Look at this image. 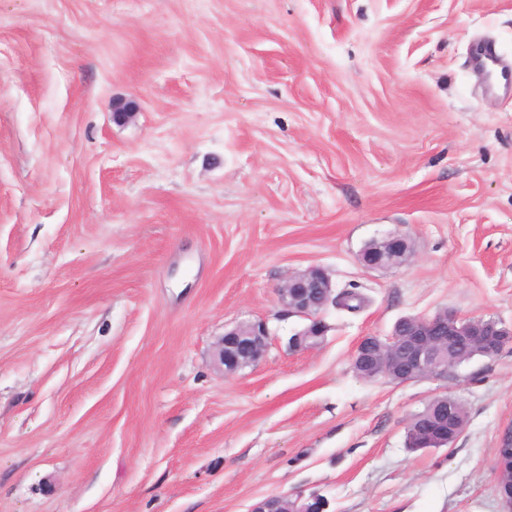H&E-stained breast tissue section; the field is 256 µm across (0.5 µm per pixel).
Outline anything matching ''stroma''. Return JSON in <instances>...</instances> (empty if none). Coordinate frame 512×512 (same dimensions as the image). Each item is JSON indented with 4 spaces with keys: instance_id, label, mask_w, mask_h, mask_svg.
<instances>
[{
    "instance_id": "1",
    "label": "stroma",
    "mask_w": 512,
    "mask_h": 512,
    "mask_svg": "<svg viewBox=\"0 0 512 512\" xmlns=\"http://www.w3.org/2000/svg\"><path fill=\"white\" fill-rule=\"evenodd\" d=\"M480 41L512 61V0H0V512H507L512 347L352 367L405 316L512 325V90ZM392 232L410 260L366 270ZM312 266L369 304L296 352L277 288ZM254 320L265 358L224 375ZM443 393L465 430L408 448ZM475 62L482 69L487 68L489 63L499 69L500 79L496 83H489V91L494 92L501 88L507 90L512 84V65L505 64L491 47L480 48L475 54ZM270 330L266 322L247 321L224 331L214 346L215 362L224 375L259 364L269 347ZM493 468L499 478V487L509 510L512 509V430H507L503 443L497 448ZM326 510L320 507L313 494L305 496L303 493L292 496H268L253 504L250 512H315Z\"/></svg>"
}]
</instances>
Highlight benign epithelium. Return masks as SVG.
Returning <instances> with one entry per match:
<instances>
[{
    "label": "benign epithelium",
    "instance_id": "1",
    "mask_svg": "<svg viewBox=\"0 0 512 512\" xmlns=\"http://www.w3.org/2000/svg\"><path fill=\"white\" fill-rule=\"evenodd\" d=\"M136 109L133 100L112 105L114 119L123 122ZM412 253L409 238L390 233L370 242L361 252V262L368 270H382L408 261ZM279 302L288 311L309 320L306 327L293 335L289 345L295 350H310L320 345L326 332L322 314L336 305L335 286L320 267L292 272L277 289ZM270 330L263 321H247L224 331L214 346L215 362L224 375L259 364L269 347ZM488 359L496 358L512 346V327L482 317H461L444 311L433 316H407L395 323L391 334L381 339L367 336L358 344L353 363L365 367L372 377L403 383L414 379L448 378V366L460 356L461 347ZM430 416L424 441L443 448L458 438L463 427L455 424V404L445 396L428 402ZM493 468L508 508L512 509V430L505 432L497 448ZM320 509L315 495L268 496L253 504L250 512H316Z\"/></svg>",
    "mask_w": 512,
    "mask_h": 512
}]
</instances>
